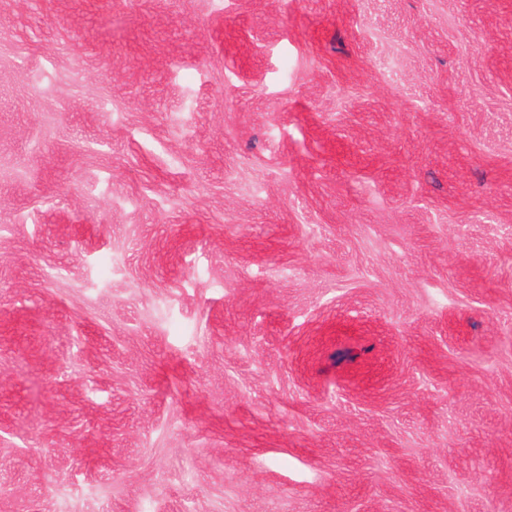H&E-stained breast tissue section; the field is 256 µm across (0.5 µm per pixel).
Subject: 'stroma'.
Returning <instances> with one entry per match:
<instances>
[{"label": "stroma", "mask_w": 512, "mask_h": 512, "mask_svg": "<svg viewBox=\"0 0 512 512\" xmlns=\"http://www.w3.org/2000/svg\"><path fill=\"white\" fill-rule=\"evenodd\" d=\"M0 512H512V0H0Z\"/></svg>", "instance_id": "35a3bbf8"}]
</instances>
